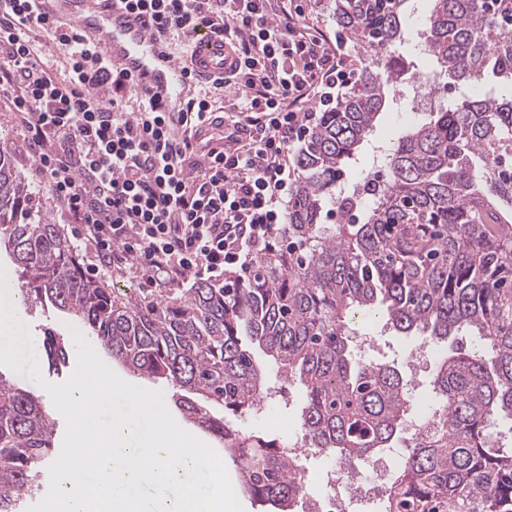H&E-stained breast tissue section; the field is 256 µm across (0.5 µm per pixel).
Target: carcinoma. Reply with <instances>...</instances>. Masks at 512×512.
I'll list each match as a JSON object with an SVG mask.
<instances>
[{"label":"carcinoma","mask_w":512,"mask_h":512,"mask_svg":"<svg viewBox=\"0 0 512 512\" xmlns=\"http://www.w3.org/2000/svg\"><path fill=\"white\" fill-rule=\"evenodd\" d=\"M422 47L430 84L464 92L389 149V174L336 194L408 69L395 55L404 0H335L354 44L355 82L320 113L295 153L288 224L250 272L200 281L168 300L112 296L82 271L59 225L33 210V188L0 152V248L24 281V310L67 314L112 359L163 379L174 405L224 446L243 491L276 512L305 494L273 441L227 416L253 412L267 380L242 337L304 387L303 437L349 470L398 442L411 397L389 363L352 354L356 315L382 306L387 324L424 343L463 329L479 342L436 364V427L409 444L381 512H512V442L493 425L512 417V28L485 0H433ZM359 216L328 223L332 210ZM70 341L44 332L48 369ZM57 418L0 371V512H21L55 457Z\"/></svg>","instance_id":"obj_1"}]
</instances>
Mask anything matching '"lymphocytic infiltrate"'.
Here are the masks:
<instances>
[{"mask_svg": "<svg viewBox=\"0 0 512 512\" xmlns=\"http://www.w3.org/2000/svg\"><path fill=\"white\" fill-rule=\"evenodd\" d=\"M131 2L166 34L204 25L233 42L243 123L205 162H187L190 142L168 137L158 105L112 69L98 38L62 32L35 0H0V87L12 91L36 174L96 253L91 274L171 289L247 270L287 221L295 144L351 80L341 50L288 0ZM44 33L64 76L36 62Z\"/></svg>", "mask_w": 512, "mask_h": 512, "instance_id": "f902f5d3", "label": "lymphocytic infiltrate"}]
</instances>
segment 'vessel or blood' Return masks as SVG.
<instances>
[{"label":"vessel or blood","instance_id":"1","mask_svg":"<svg viewBox=\"0 0 512 512\" xmlns=\"http://www.w3.org/2000/svg\"><path fill=\"white\" fill-rule=\"evenodd\" d=\"M38 6L67 31L97 37L113 69L164 112L174 140L188 137L186 104L203 82L229 79L239 70L230 44L206 28L195 34L186 63L177 62L153 16L129 0H38Z\"/></svg>","mask_w":512,"mask_h":512}]
</instances>
